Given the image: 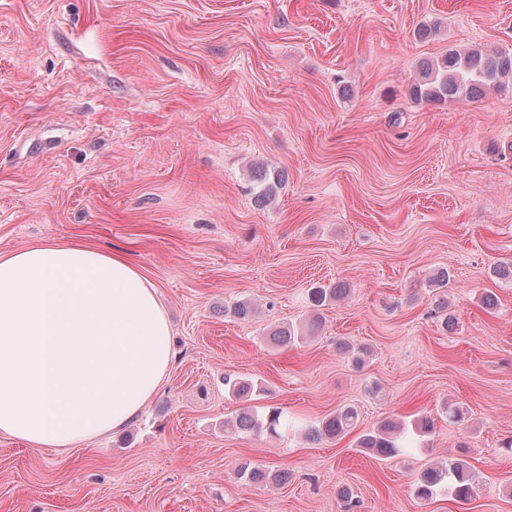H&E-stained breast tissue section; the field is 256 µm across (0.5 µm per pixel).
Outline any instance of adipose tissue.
Returning a JSON list of instances; mask_svg holds the SVG:
<instances>
[{"instance_id": "1", "label": "adipose tissue", "mask_w": 512, "mask_h": 512, "mask_svg": "<svg viewBox=\"0 0 512 512\" xmlns=\"http://www.w3.org/2000/svg\"><path fill=\"white\" fill-rule=\"evenodd\" d=\"M154 283L78 241L0 254V434L66 448L123 428L167 377Z\"/></svg>"}]
</instances>
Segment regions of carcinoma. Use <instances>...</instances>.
Returning a JSON list of instances; mask_svg holds the SVG:
<instances>
[{
  "mask_svg": "<svg viewBox=\"0 0 512 512\" xmlns=\"http://www.w3.org/2000/svg\"><path fill=\"white\" fill-rule=\"evenodd\" d=\"M421 77L411 87L410 94L416 101L445 103L460 100H473L489 87L501 88L512 83V51L487 52L471 49L460 52L450 49L441 59L424 61L420 66ZM261 188L256 201L266 202L273 196L274 188L283 181V174L269 173L263 169L258 172ZM346 289L338 285L334 288H317L312 292V302L321 306L327 301L339 300ZM357 412L352 407H344L321 420L319 426L310 431L312 438L334 439L340 437L356 425ZM280 424V412L270 411L262 417L256 412L243 410L234 419L224 423V430L233 433H251L263 429L277 433ZM405 426L392 419H384L372 432L365 434L359 441V447L378 456L397 453L400 440L404 436ZM448 480V488L459 501H469L477 495L478 483L470 471L467 461L461 458L448 459V465L425 469L416 483L417 498L426 500L433 496L435 487Z\"/></svg>",
  "mask_w": 512,
  "mask_h": 512,
  "instance_id": "obj_1",
  "label": "carcinoma"
}]
</instances>
